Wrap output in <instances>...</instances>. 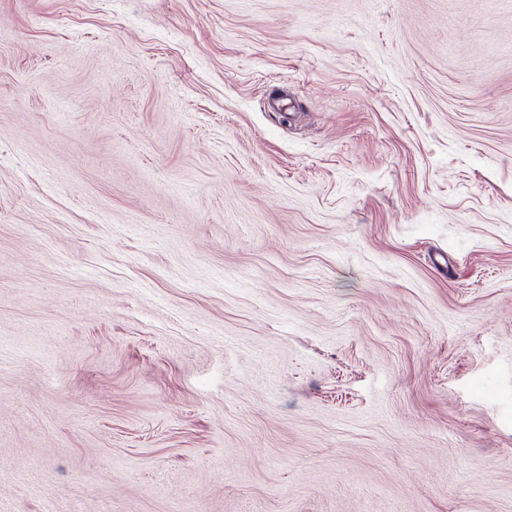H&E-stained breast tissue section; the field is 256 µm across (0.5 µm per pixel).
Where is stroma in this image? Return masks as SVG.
<instances>
[{
  "instance_id": "stroma-1",
  "label": "stroma",
  "mask_w": 512,
  "mask_h": 512,
  "mask_svg": "<svg viewBox=\"0 0 512 512\" xmlns=\"http://www.w3.org/2000/svg\"><path fill=\"white\" fill-rule=\"evenodd\" d=\"M0 512H512V0H0Z\"/></svg>"
}]
</instances>
